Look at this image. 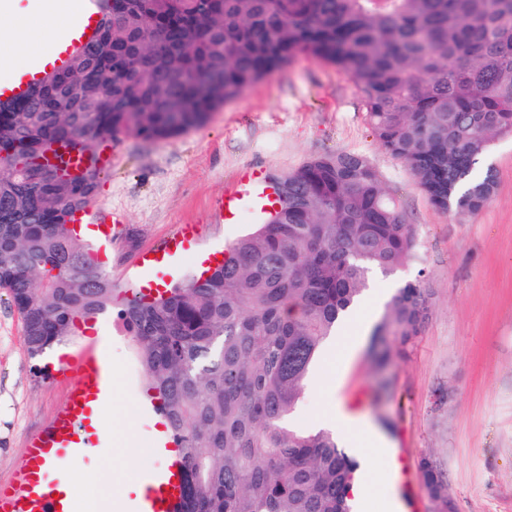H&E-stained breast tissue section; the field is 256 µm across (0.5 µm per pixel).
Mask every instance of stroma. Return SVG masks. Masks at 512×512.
Wrapping results in <instances>:
<instances>
[{"mask_svg": "<svg viewBox=\"0 0 512 512\" xmlns=\"http://www.w3.org/2000/svg\"><path fill=\"white\" fill-rule=\"evenodd\" d=\"M328 152L369 159L418 245L393 275L371 280L348 322L356 347L348 355L326 349L307 382L300 424L317 426L342 407L384 436L380 452L359 432L347 436V454L374 480L355 512H388L392 495L403 512H434L420 470L425 458L442 472L458 512H512V134L497 138L481 165L496 182L485 207L442 211L374 138L355 80L298 54L185 134L156 142L128 134L102 144L91 209L111 217L107 242L97 247L104 269L118 288L183 281L199 268V254H223L252 231L253 219L229 224L217 208L246 169L286 173ZM186 225L198 228L196 248L175 251ZM415 280L430 299L422 333L407 359L378 370L373 328L396 289ZM96 324L107 343L81 334L32 359L21 318L0 290V486L84 386V362L119 370L95 449L68 468L80 485L73 512H94L104 472L135 485L163 465L147 452L157 416L135 343L113 315Z\"/></svg>", "mask_w": 512, "mask_h": 512, "instance_id": "stroma-1", "label": "stroma"}]
</instances>
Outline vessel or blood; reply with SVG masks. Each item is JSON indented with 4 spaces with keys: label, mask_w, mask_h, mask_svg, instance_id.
<instances>
[{
    "label": "vessel or blood",
    "mask_w": 512,
    "mask_h": 512,
    "mask_svg": "<svg viewBox=\"0 0 512 512\" xmlns=\"http://www.w3.org/2000/svg\"><path fill=\"white\" fill-rule=\"evenodd\" d=\"M101 18L96 0H87L86 12L67 24L60 37L35 57L25 73L11 83L0 84V102L27 97L47 74L66 67L72 56L98 33ZM275 199L276 188L268 175L252 170L225 190L218 210L228 221L238 220L245 212L261 219L274 211ZM86 402L84 393L75 392L52 436L27 448L25 460L12 483L0 489V512H71L69 502L58 494V482L44 481L39 472L48 459L61 471L81 459L82 433L88 420L84 411ZM178 497L179 464L171 461L149 477L136 512H173Z\"/></svg>",
    "instance_id": "b4317fda"
}]
</instances>
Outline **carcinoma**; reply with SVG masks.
I'll list each match as a JSON object with an SVG mask.
<instances>
[{
	"instance_id": "carcinoma-1",
	"label": "carcinoma",
	"mask_w": 512,
	"mask_h": 512,
	"mask_svg": "<svg viewBox=\"0 0 512 512\" xmlns=\"http://www.w3.org/2000/svg\"><path fill=\"white\" fill-rule=\"evenodd\" d=\"M296 54L354 76L372 134L435 207L485 206L496 183L477 167L512 134V0H112L94 44L0 104V289L32 358L100 315L122 322L182 452L174 512H352L358 463L298 410L342 317L414 254L416 231L351 152L274 175L280 210L202 286L118 289L66 218L94 198L103 140L180 135ZM60 141L81 174L43 171ZM428 311L420 284L398 289L373 332L389 341L379 367L409 355ZM420 469L448 504L433 462Z\"/></svg>"
}]
</instances>
